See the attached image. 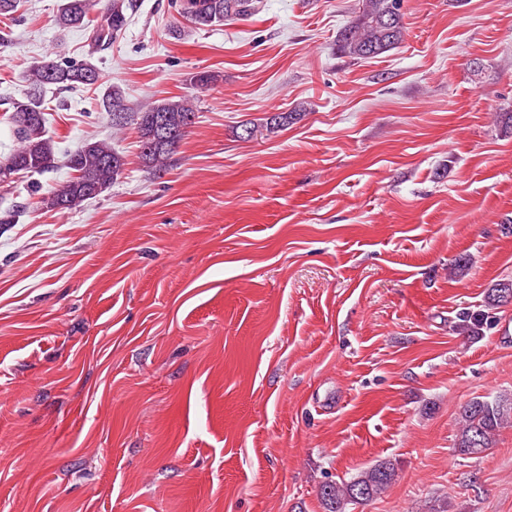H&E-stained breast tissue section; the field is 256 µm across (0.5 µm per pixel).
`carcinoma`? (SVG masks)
<instances>
[{"label":"carcinoma","instance_id":"1","mask_svg":"<svg viewBox=\"0 0 512 512\" xmlns=\"http://www.w3.org/2000/svg\"><path fill=\"white\" fill-rule=\"evenodd\" d=\"M402 0H362L358 18L340 34V47L354 58H372L395 48L403 41L405 27ZM96 0H64L57 16L62 29L85 31L92 50L112 44L125 28L133 0H106L96 15L91 11ZM254 0H179L178 12L191 27L201 30L238 16L250 15ZM100 78L88 61L45 60L27 74L29 91L22 101L12 105L8 115L17 139V147L0 161V181L11 175L45 173L55 167L54 142L46 130L43 90L51 85L72 89L93 86ZM103 107L112 113V122L124 127L133 121L138 133L139 158L155 174L166 169L171 156L189 129L196 124L197 112L185 97H172L143 105L130 112L117 89L103 99ZM73 176L59 188L41 198L45 208L75 210L98 197L124 174L126 160L106 141L87 140L68 155ZM512 284V279L507 281ZM503 280L494 284L485 296L483 308L459 313V329L468 337L478 336L494 325V311L507 306ZM461 429L456 452L466 458H478L489 448L497 432L512 419V398L502 395L473 398L460 407ZM394 464L380 461L352 481L338 485L323 483L318 491L323 512H345L350 504H366L385 493L395 481Z\"/></svg>","mask_w":512,"mask_h":512}]
</instances>
